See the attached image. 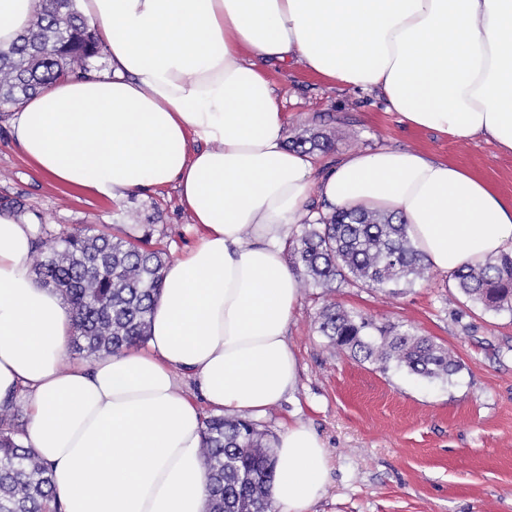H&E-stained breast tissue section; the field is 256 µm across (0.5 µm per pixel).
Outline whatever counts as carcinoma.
<instances>
[{
  "label": "carcinoma",
  "mask_w": 512,
  "mask_h": 512,
  "mask_svg": "<svg viewBox=\"0 0 512 512\" xmlns=\"http://www.w3.org/2000/svg\"><path fill=\"white\" fill-rule=\"evenodd\" d=\"M95 30L76 0H41L36 18L7 50H0V102L15 103L47 85L80 77L101 55ZM323 132L300 133L293 148L312 152L330 145ZM292 244L299 287L332 289L352 279L370 288L411 286L429 266L405 220L362 207L302 222ZM140 238L105 235L87 225L66 235L39 230L32 266L45 286L58 291L75 314L71 350L102 358L149 339L154 304L162 290L166 253ZM454 288L486 310L512 311V255L488 258L453 273ZM332 351L346 352L382 371L394 364L428 381H451L460 365L431 337L333 301L317 317ZM17 404L0 405V512H62L50 467L17 442L23 431ZM200 460L208 474V512H274L268 488L276 474L277 448L258 424L238 416L204 420Z\"/></svg>",
  "instance_id": "cac0c4a2"
}]
</instances>
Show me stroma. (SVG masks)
Listing matches in <instances>:
<instances>
[{"label":"stroma","instance_id":"1","mask_svg":"<svg viewBox=\"0 0 512 512\" xmlns=\"http://www.w3.org/2000/svg\"><path fill=\"white\" fill-rule=\"evenodd\" d=\"M288 113L287 137L332 134L329 159L382 146L415 148L460 165L512 198V156L481 138L460 141L407 128L375 95L343 88L301 67L271 73ZM11 105L0 107V198L20 201L24 216L59 235L85 225H151L177 258L196 230L167 186L115 203L39 172L15 146ZM432 337L460 363L451 382H427L392 368L380 371L332 353L317 313L326 300ZM299 365L296 392L259 417L279 436L292 422L311 427L332 462L326 494L311 512H512V313L488 311L456 295L453 279H427L393 294L342 282L309 289L288 329Z\"/></svg>","mask_w":512,"mask_h":512}]
</instances>
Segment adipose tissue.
<instances>
[{
    "mask_svg": "<svg viewBox=\"0 0 512 512\" xmlns=\"http://www.w3.org/2000/svg\"><path fill=\"white\" fill-rule=\"evenodd\" d=\"M39 0H0V48ZM110 71L55 82L10 120L48 177L115 202L174 186L201 231L162 270L143 348L71 360V308L31 271L37 228L0 211V402L24 399L21 437L52 467L64 512H206L204 410L258 418L295 390L285 261L310 197L402 217L434 269L512 253V203L467 169L381 147L330 160L285 146L270 67L294 63L375 94L408 126L512 155V0H79ZM197 384L201 400L183 392ZM269 488L310 512L330 459L289 424Z\"/></svg>",
    "mask_w": 512,
    "mask_h": 512,
    "instance_id": "1",
    "label": "adipose tissue"
}]
</instances>
